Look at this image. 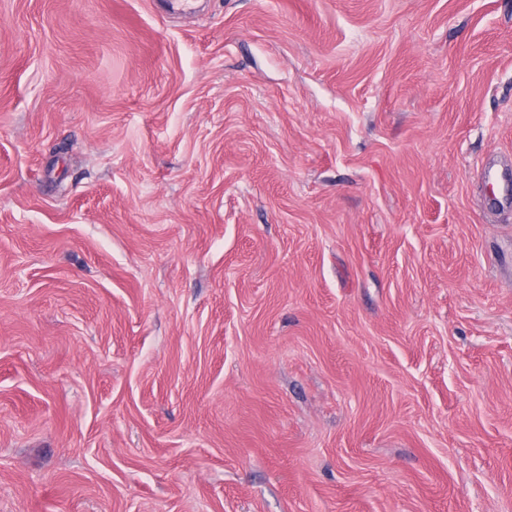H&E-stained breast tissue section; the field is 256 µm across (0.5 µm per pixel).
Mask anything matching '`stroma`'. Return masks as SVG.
Returning <instances> with one entry per match:
<instances>
[{"mask_svg":"<svg viewBox=\"0 0 512 512\" xmlns=\"http://www.w3.org/2000/svg\"><path fill=\"white\" fill-rule=\"evenodd\" d=\"M512 0H0V512H512Z\"/></svg>","mask_w":512,"mask_h":512,"instance_id":"obj_1","label":"stroma"}]
</instances>
